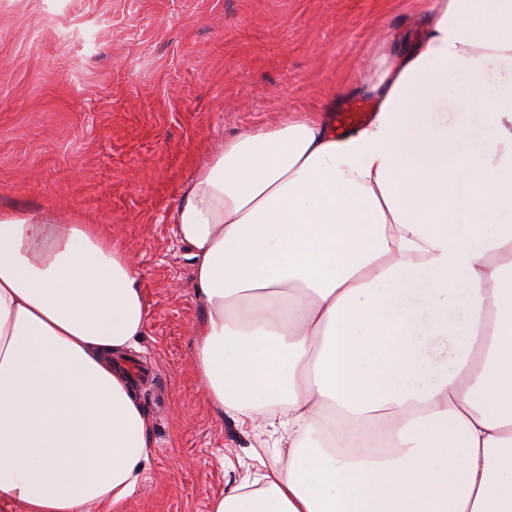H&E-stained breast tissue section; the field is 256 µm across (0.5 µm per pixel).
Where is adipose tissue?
Instances as JSON below:
<instances>
[{
	"mask_svg": "<svg viewBox=\"0 0 512 512\" xmlns=\"http://www.w3.org/2000/svg\"><path fill=\"white\" fill-rule=\"evenodd\" d=\"M415 24L357 78L367 125L288 113L179 194L198 375L287 446L211 512H512V0H425ZM147 319L98 225L0 212V505L112 512L135 492L153 421L112 360Z\"/></svg>",
	"mask_w": 512,
	"mask_h": 512,
	"instance_id": "ef3b65f1",
	"label": "adipose tissue"
}]
</instances>
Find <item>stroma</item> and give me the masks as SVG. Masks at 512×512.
<instances>
[{"label": "stroma", "mask_w": 512, "mask_h": 512, "mask_svg": "<svg viewBox=\"0 0 512 512\" xmlns=\"http://www.w3.org/2000/svg\"><path fill=\"white\" fill-rule=\"evenodd\" d=\"M422 0H0V210L81 214L132 258L148 302L129 357L152 460L114 512H210L251 453L194 363L200 306L173 234L196 165L286 109L346 111L381 37L415 33Z\"/></svg>", "instance_id": "obj_1"}]
</instances>
